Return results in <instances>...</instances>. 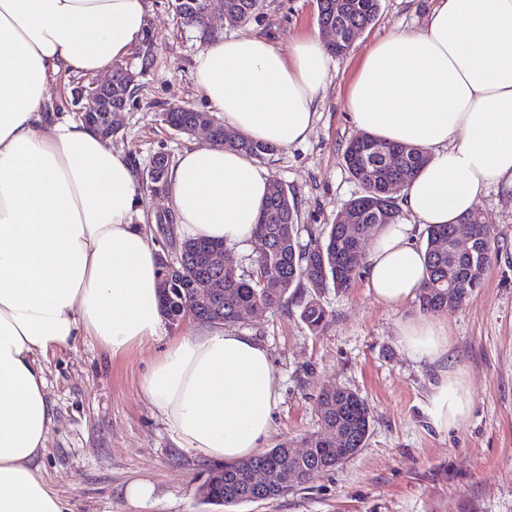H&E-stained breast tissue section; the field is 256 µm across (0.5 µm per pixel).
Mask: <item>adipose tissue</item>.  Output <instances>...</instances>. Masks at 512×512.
Instances as JSON below:
<instances>
[{
	"label": "adipose tissue",
	"mask_w": 512,
	"mask_h": 512,
	"mask_svg": "<svg viewBox=\"0 0 512 512\" xmlns=\"http://www.w3.org/2000/svg\"><path fill=\"white\" fill-rule=\"evenodd\" d=\"M147 17L148 0H0V512H69L37 463L54 410L35 353L83 333L118 355L163 330L157 251L133 221L132 163L47 108L50 79L108 72L142 41ZM327 61L317 36L285 55L242 35L203 49L195 80L225 127L286 147L313 126ZM347 107L358 129L430 156L402 191L410 223L383 229L366 258L371 294L399 306L425 276L414 224L458 223L493 185L512 194V0H433L421 30L363 56ZM168 182L183 234L233 246L251 242L271 178L211 145L179 155ZM398 337L438 372L434 426L464 422L447 320L405 321ZM143 388L179 447L227 464L262 447L278 401L266 349L220 329L171 342Z\"/></svg>",
	"instance_id": "adipose-tissue-1"
}]
</instances>
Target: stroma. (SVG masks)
Returning <instances> with one entry per match:
<instances>
[{
    "instance_id": "obj_1",
    "label": "stroma",
    "mask_w": 512,
    "mask_h": 512,
    "mask_svg": "<svg viewBox=\"0 0 512 512\" xmlns=\"http://www.w3.org/2000/svg\"><path fill=\"white\" fill-rule=\"evenodd\" d=\"M429 5L381 0L375 24L346 55L330 57L307 138L262 161L293 197L299 224L317 230L333 223L360 194L343 160L346 143L359 135L346 108L349 86L364 54L383 37L420 29ZM319 32L316 0H263L254 17L225 25L221 35H258L287 52ZM202 49L169 0H149L145 36L122 61L135 76L134 90L111 140L136 172H146L156 154L174 160L207 143L205 133H179L162 121L174 105L211 112L194 75ZM140 193L136 221L166 253L182 234L164 237L156 218L173 204L149 187ZM477 209L493 233L494 259L481 288L461 306L439 312L448 321V368L462 371L469 385L467 420L445 431L433 426L428 404L437 371L399 345L400 323L422 314L418 301L382 305L360 276L348 291H323L329 322L319 333L301 320L296 300L279 311L256 312L235 329L266 348L274 369L279 400L264 449L286 441L301 448L320 426L316 398L327 387L357 393L372 419L366 445L353 458L279 499L234 512H512V196L489 188ZM203 331L189 320L169 324L158 338L118 356L90 336L37 354L55 413L39 465L70 512H221L197 495L216 461L178 448L142 387L171 339ZM135 482L150 486L148 499H129Z\"/></svg>"
}]
</instances>
